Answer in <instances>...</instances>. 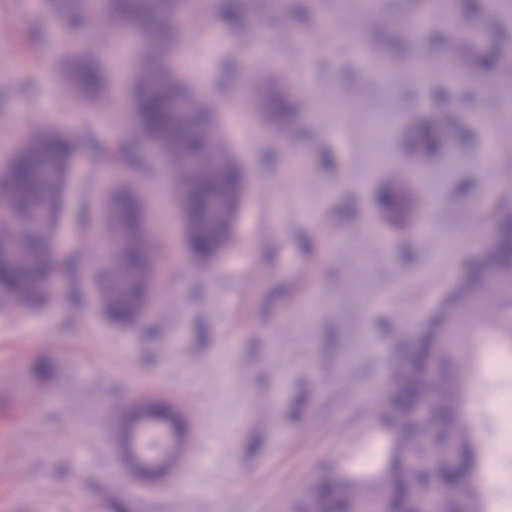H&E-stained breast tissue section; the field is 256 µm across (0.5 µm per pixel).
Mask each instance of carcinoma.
<instances>
[{"mask_svg":"<svg viewBox=\"0 0 512 512\" xmlns=\"http://www.w3.org/2000/svg\"><path fill=\"white\" fill-rule=\"evenodd\" d=\"M264 0H0L11 23L0 43H17L20 61L30 69L27 82L14 83L0 72V120L20 98H30L41 73L38 53L56 37L50 20L60 19L77 33L64 45L55 91L58 100L79 105L81 139L69 131L70 112L52 123L40 120L21 132L0 159V247L21 251L26 261L3 267L0 305L32 309L45 304L58 271L81 308L87 275L101 297V313L119 327H136L145 318L146 289L158 287L161 259L152 238L136 225L149 224L155 184L178 207L188 248L200 259L223 253L235 237L237 208L247 181L235 150L224 139V48L208 37L218 19L249 39L247 17ZM193 23L196 43L214 62L211 90L200 92L186 72L184 21ZM137 23L138 50L126 75L112 73L110 39ZM471 67H501V54L471 52ZM275 118L297 110L288 88L274 93ZM120 115L116 136L99 125ZM441 127L426 126L410 138L412 157L434 153ZM88 169L86 199L68 214V187L77 153ZM70 217L71 245L62 257L54 243ZM119 226L124 241L100 225ZM412 342L421 357L408 367L394 366L376 401L369 441L376 448L369 469L336 462L319 470L289 503V512H393L395 494L405 497L401 512H488L480 463L481 445L469 419L468 373L476 351L487 342L512 347V265L497 277L460 280L418 328ZM166 402L158 401L149 431L167 432Z\"/></svg>","mask_w":512,"mask_h":512,"instance_id":"carcinoma-1","label":"carcinoma"}]
</instances>
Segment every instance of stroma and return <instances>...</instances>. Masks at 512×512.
I'll return each mask as SVG.
<instances>
[{
  "label": "stroma",
  "mask_w": 512,
  "mask_h": 512,
  "mask_svg": "<svg viewBox=\"0 0 512 512\" xmlns=\"http://www.w3.org/2000/svg\"><path fill=\"white\" fill-rule=\"evenodd\" d=\"M296 3L253 15L254 63L224 73L226 111L245 81L262 97L288 85L305 105L283 131L226 126L249 181L234 244L199 262L166 207L153 226L162 299L136 328L89 305L73 315L61 287L39 308L0 306V512L16 499L28 512H288L319 468L363 447L409 336L485 245L493 210L512 211V73L373 76L372 59L412 50L398 35L404 0L369 11L323 0L280 39ZM432 21L443 35L464 22L483 46L497 42L490 10L435 0ZM60 48L45 45L40 89L0 126V156L33 117L61 112ZM431 88L464 91L443 132L452 151L416 159L399 228L375 200L393 187L408 138L435 120L421 106ZM144 393L174 403L187 430L176 473L148 484L131 476L113 431Z\"/></svg>",
  "instance_id": "obj_1"
}]
</instances>
